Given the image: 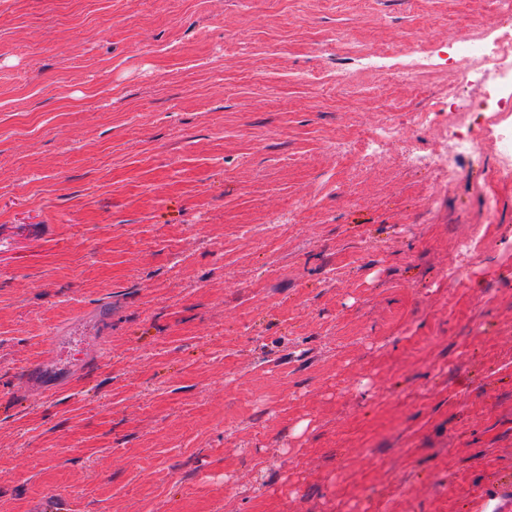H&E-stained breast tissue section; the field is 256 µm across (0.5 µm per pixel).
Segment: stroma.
I'll use <instances>...</instances> for the list:
<instances>
[{"instance_id":"1","label":"stroma","mask_w":512,"mask_h":512,"mask_svg":"<svg viewBox=\"0 0 512 512\" xmlns=\"http://www.w3.org/2000/svg\"><path fill=\"white\" fill-rule=\"evenodd\" d=\"M427 22L505 20L0 0V512H512V175L491 138L452 182L413 161L485 137L410 118L480 90L452 59L329 78ZM96 311L93 372L27 394L47 334Z\"/></svg>"}]
</instances>
